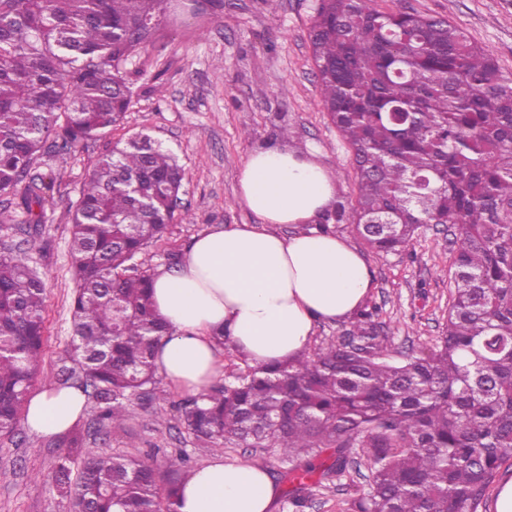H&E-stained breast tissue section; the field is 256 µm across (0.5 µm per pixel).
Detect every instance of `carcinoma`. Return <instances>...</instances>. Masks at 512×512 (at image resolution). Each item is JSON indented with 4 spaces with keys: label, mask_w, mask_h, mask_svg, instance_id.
Listing matches in <instances>:
<instances>
[{
    "label": "carcinoma",
    "mask_w": 512,
    "mask_h": 512,
    "mask_svg": "<svg viewBox=\"0 0 512 512\" xmlns=\"http://www.w3.org/2000/svg\"><path fill=\"white\" fill-rule=\"evenodd\" d=\"M172 0H0V224H42L54 178L40 160L107 137L132 105L126 66L153 41ZM321 105L350 146L357 234L376 252L412 245L423 224H454V286L441 345L387 344L364 305L346 336L281 363L243 366L187 404L189 431L284 458L336 449L321 479L341 481L352 449L370 464L349 512H475L512 459V74L445 18L379 0H318L308 31ZM181 166L138 132L100 154L72 205V366L98 423L129 417L156 384L171 327L137 256L177 220ZM48 279L27 252L0 254V437L24 418L43 352ZM55 467L75 512H178L186 458L157 468L91 452L78 427ZM83 458L81 471L73 466ZM310 471L293 476L292 512Z\"/></svg>",
    "instance_id": "cac0c4a2"
}]
</instances>
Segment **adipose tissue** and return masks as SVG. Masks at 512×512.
Returning <instances> with one entry per match:
<instances>
[{
  "label": "adipose tissue",
  "mask_w": 512,
  "mask_h": 512,
  "mask_svg": "<svg viewBox=\"0 0 512 512\" xmlns=\"http://www.w3.org/2000/svg\"><path fill=\"white\" fill-rule=\"evenodd\" d=\"M239 192L258 223L199 235L177 268L153 275L155 308L173 329L158 345V370L194 395L224 372L217 332L252 363L289 360L306 349L318 322L352 318L373 286L358 248L314 228L337 193L318 160L284 143L258 147L242 164ZM286 224L293 234L280 233ZM86 408L82 389L51 387L29 400L25 425L55 437ZM279 494L263 468L215 459L195 471L178 512H274Z\"/></svg>",
  "instance_id": "ef3b65f1"
}]
</instances>
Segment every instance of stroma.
Masks as SVG:
<instances>
[{"mask_svg":"<svg viewBox=\"0 0 512 512\" xmlns=\"http://www.w3.org/2000/svg\"><path fill=\"white\" fill-rule=\"evenodd\" d=\"M384 9L418 11L447 18L473 42L488 49L512 72V0H380ZM316 0H209L205 15L175 10L161 19L154 44L134 57L128 69L133 105L123 134L149 133L170 148L184 169L180 222L151 242L138 258L150 271L175 269L192 239L259 218L242 203L238 174L248 153L280 139L314 153L336 179L337 200L353 207L358 193L352 153L322 109L308 31ZM106 140L82 152L52 158L46 168L55 190L44 206L41 229L0 228V251L26 245L30 263L49 280L47 341L38 366L37 387H54L66 365L72 336L74 268L69 252V208L79 196L92 161ZM457 247L452 225L424 224L411 247L399 254L366 250L373 274L370 303L381 308L384 331L395 350L429 353L444 334L452 255ZM162 399L142 394L120 425L102 426L96 402L88 400L81 421L86 445L163 465L183 453L195 467L221 458L270 471L281 492H288L292 469L308 459H282L270 448L225 447L188 431L181 418L187 392L158 380ZM60 440L40 438L26 427L0 437V512H68L53 487ZM349 485L313 487L304 512H346L350 485L366 486V456L354 454Z\"/></svg>","mask_w":512,"mask_h":512,"instance_id":"stroma-1","label":"stroma"}]
</instances>
